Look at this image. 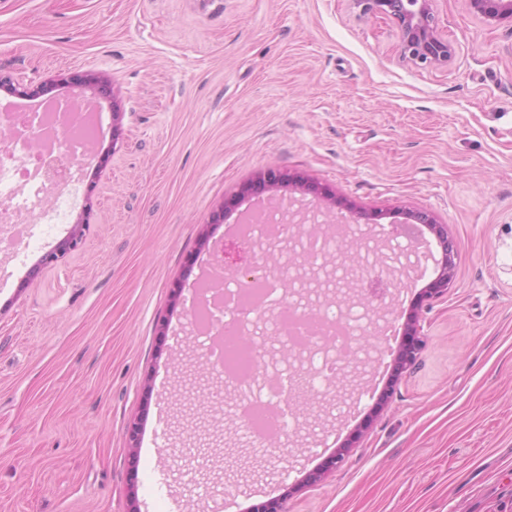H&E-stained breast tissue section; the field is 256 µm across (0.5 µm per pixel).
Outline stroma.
<instances>
[{
	"instance_id": "obj_1",
	"label": "stroma",
	"mask_w": 512,
	"mask_h": 512,
	"mask_svg": "<svg viewBox=\"0 0 512 512\" xmlns=\"http://www.w3.org/2000/svg\"><path fill=\"white\" fill-rule=\"evenodd\" d=\"M434 9L455 50L438 68L352 0H0V74L59 95V74L107 75L103 118L124 114L66 218L0 256V512H512V26ZM265 169L320 183L350 221L429 211L456 244L416 364L393 384L348 365L363 389L298 414L276 451L230 434L237 401L188 333ZM87 205L80 247L28 280Z\"/></svg>"
}]
</instances>
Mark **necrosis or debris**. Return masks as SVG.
Returning <instances> with one entry per match:
<instances>
[{
  "instance_id": "necrosis-or-debris-1",
  "label": "necrosis or debris",
  "mask_w": 512,
  "mask_h": 512,
  "mask_svg": "<svg viewBox=\"0 0 512 512\" xmlns=\"http://www.w3.org/2000/svg\"><path fill=\"white\" fill-rule=\"evenodd\" d=\"M103 127L96 106L73 96L60 97L38 107L8 112L0 109V253L16 257L30 245L32 230L50 215L69 208L76 168H67L65 187L56 195L54 209H47L48 185L39 166L58 155L84 157L95 148ZM256 220L238 225L234 237L250 253L270 243L290 244L292 254L275 272L250 274L249 288L228 277L217 282L224 295L221 303L197 305L193 315L202 335H246L258 316L268 315L266 336L293 349L292 360L277 357L265 336H254L238 359H229L223 348L208 347L214 371L240 392L238 418L243 429L259 446L271 445L291 426L292 409L301 395L299 379L310 391L327 387L346 361L355 354V331L362 324L357 310L331 302L308 309L281 298L283 282H298L299 256H325L335 250L326 238L290 241L286 224L272 209L260 208Z\"/></svg>"
}]
</instances>
